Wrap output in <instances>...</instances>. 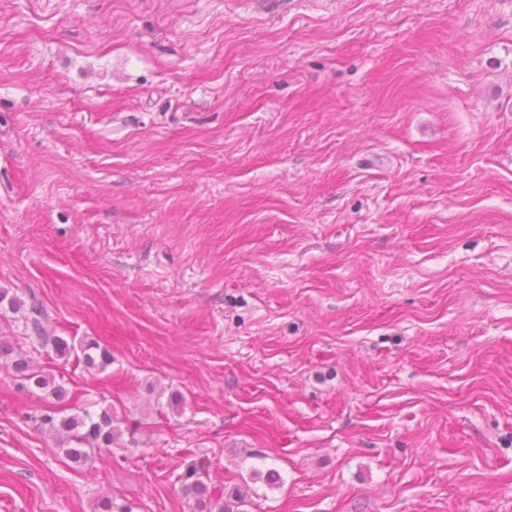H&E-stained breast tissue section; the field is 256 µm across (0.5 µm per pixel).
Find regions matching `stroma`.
I'll list each match as a JSON object with an SVG mask.
<instances>
[{
    "label": "stroma",
    "instance_id": "35a3bbf8",
    "mask_svg": "<svg viewBox=\"0 0 512 512\" xmlns=\"http://www.w3.org/2000/svg\"><path fill=\"white\" fill-rule=\"evenodd\" d=\"M0 288V512H512V0H0ZM29 311L32 314L31 318L27 319L26 324L29 339L43 346L51 344L56 356L59 358L68 359L73 353L80 360L74 343H69L63 337L50 336L48 334L42 321L44 314L40 305L35 300L30 304ZM0 364L11 372V379L19 389L44 397L53 407L42 410L44 413L34 416L32 421L59 440L71 462H84L94 450L121 445L123 431L111 408L90 414L68 407L74 396L53 375L39 369L27 352L16 349L11 337L1 329ZM68 411L75 412L68 414ZM86 367L104 370L112 363V351L95 339H85L78 346ZM201 467L191 466L184 476L183 489L193 501L194 512H234L230 503L224 504V492L216 495L200 472Z\"/></svg>",
    "mask_w": 512,
    "mask_h": 512
}]
</instances>
